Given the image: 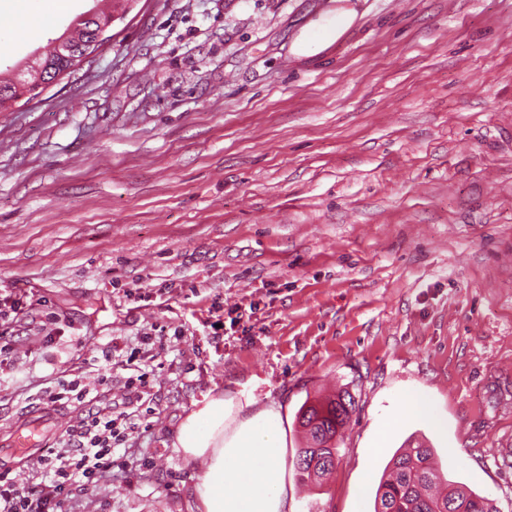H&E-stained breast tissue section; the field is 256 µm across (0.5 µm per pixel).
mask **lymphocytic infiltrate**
Returning <instances> with one entry per match:
<instances>
[{
    "instance_id": "1",
    "label": "lymphocytic infiltrate",
    "mask_w": 512,
    "mask_h": 512,
    "mask_svg": "<svg viewBox=\"0 0 512 512\" xmlns=\"http://www.w3.org/2000/svg\"><path fill=\"white\" fill-rule=\"evenodd\" d=\"M147 378L144 371L127 377L118 403L112 400V379L103 373L92 386L79 376L47 387L44 404L70 406L80 416L43 455L27 462L32 478L26 484L0 474V512H60L69 491L97 486L110 476L114 450L128 440L125 409L143 400Z\"/></svg>"
}]
</instances>
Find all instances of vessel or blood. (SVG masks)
Segmentation results:
<instances>
[{
	"mask_svg": "<svg viewBox=\"0 0 512 512\" xmlns=\"http://www.w3.org/2000/svg\"><path fill=\"white\" fill-rule=\"evenodd\" d=\"M59 428L57 413L41 409L0 428L6 438L0 448V470L22 471L25 462L41 454Z\"/></svg>",
	"mask_w": 512,
	"mask_h": 512,
	"instance_id": "1",
	"label": "vessel or blood"
}]
</instances>
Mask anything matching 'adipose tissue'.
Returning a JSON list of instances; mask_svg holds the SVG:
<instances>
[{"label":"adipose tissue","instance_id":"adipose-tissue-1","mask_svg":"<svg viewBox=\"0 0 512 512\" xmlns=\"http://www.w3.org/2000/svg\"><path fill=\"white\" fill-rule=\"evenodd\" d=\"M174 446L200 468L198 512H288L285 445L273 410L242 419L223 396L204 398L181 421Z\"/></svg>","mask_w":512,"mask_h":512}]
</instances>
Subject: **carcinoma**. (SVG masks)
<instances>
[{"label": "carcinoma", "mask_w": 512, "mask_h": 512, "mask_svg": "<svg viewBox=\"0 0 512 512\" xmlns=\"http://www.w3.org/2000/svg\"><path fill=\"white\" fill-rule=\"evenodd\" d=\"M107 13L80 18L63 43L27 71L28 80L43 82L70 67L64 47H80L92 41ZM17 75L0 71V106L15 99ZM355 400L341 392L324 401H305L297 415L305 446L297 449L295 467L302 479L320 482L335 467L336 448L331 441L336 426H346ZM374 512H497L493 500L472 490L453 475L442 471L434 460V450L422 443L398 450L385 467L375 492Z\"/></svg>", "instance_id": "1"}]
</instances>
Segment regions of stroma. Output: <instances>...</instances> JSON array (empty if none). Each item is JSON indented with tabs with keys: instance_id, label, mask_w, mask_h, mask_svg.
I'll return each instance as SVG.
<instances>
[{
	"instance_id": "35a3bbf8",
	"label": "stroma",
	"mask_w": 512,
	"mask_h": 512,
	"mask_svg": "<svg viewBox=\"0 0 512 512\" xmlns=\"http://www.w3.org/2000/svg\"><path fill=\"white\" fill-rule=\"evenodd\" d=\"M0 0V70L96 0ZM27 306L0 425L109 342L147 392L63 512H196V401L280 416L292 512H374L422 441L512 512V0H133L0 112V300ZM64 334L48 336L49 316ZM356 402L295 476L306 399Z\"/></svg>"
}]
</instances>
